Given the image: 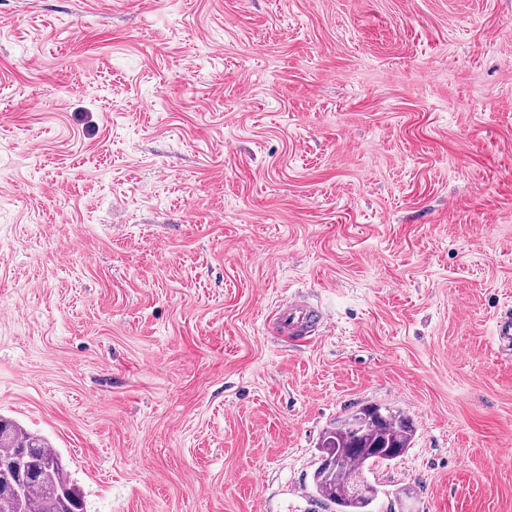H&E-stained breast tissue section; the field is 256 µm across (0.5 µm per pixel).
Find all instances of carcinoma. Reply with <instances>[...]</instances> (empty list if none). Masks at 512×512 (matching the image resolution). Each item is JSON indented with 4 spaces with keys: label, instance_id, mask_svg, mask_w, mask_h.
Instances as JSON below:
<instances>
[{
    "label": "carcinoma",
    "instance_id": "carcinoma-1",
    "mask_svg": "<svg viewBox=\"0 0 512 512\" xmlns=\"http://www.w3.org/2000/svg\"><path fill=\"white\" fill-rule=\"evenodd\" d=\"M410 418L378 405L362 407L336 419L323 432L318 451L332 457L314 472L316 493L336 506V512H372L380 490L366 500L348 492L365 472L403 456L414 438ZM0 512H84L80 491L69 479L60 454L41 436L18 423L0 418Z\"/></svg>",
    "mask_w": 512,
    "mask_h": 512
}]
</instances>
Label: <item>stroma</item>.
I'll use <instances>...</instances> for the list:
<instances>
[{
  "instance_id": "obj_1",
  "label": "stroma",
  "mask_w": 512,
  "mask_h": 512,
  "mask_svg": "<svg viewBox=\"0 0 512 512\" xmlns=\"http://www.w3.org/2000/svg\"><path fill=\"white\" fill-rule=\"evenodd\" d=\"M303 295L305 346L271 310ZM512 0H0V416L85 512H512ZM273 329L290 342L305 343L316 337L328 323L326 311L314 308L306 300L295 298L273 313ZM414 425L402 413L378 405L359 408L335 422L323 432L318 451V466L314 472L316 493L336 506V512H373L370 509L380 490L363 481L356 500L348 492L350 486L366 477L365 472L380 464H388L403 456L414 438ZM323 455L332 463L322 464ZM367 478V477H366Z\"/></svg>"
}]
</instances>
